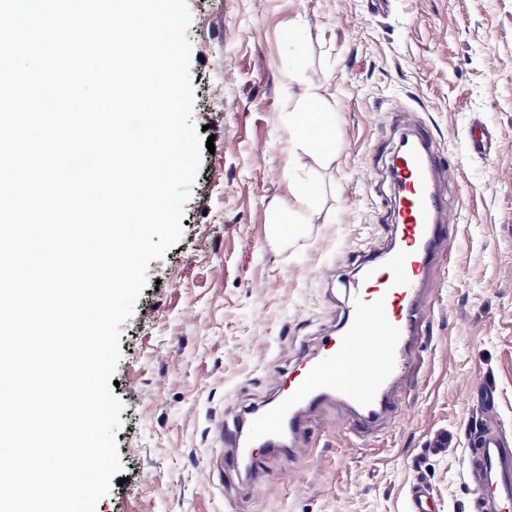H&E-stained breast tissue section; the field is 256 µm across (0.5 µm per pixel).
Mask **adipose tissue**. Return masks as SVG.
<instances>
[{
	"label": "adipose tissue",
	"mask_w": 512,
	"mask_h": 512,
	"mask_svg": "<svg viewBox=\"0 0 512 512\" xmlns=\"http://www.w3.org/2000/svg\"><path fill=\"white\" fill-rule=\"evenodd\" d=\"M288 142L293 153H306L322 163H332L336 158L331 145L335 140L332 113L326 112L322 97L312 94L301 102L299 111L289 113L286 124Z\"/></svg>",
	"instance_id": "obj_1"
}]
</instances>
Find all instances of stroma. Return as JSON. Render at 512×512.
Here are the masks:
<instances>
[{
    "mask_svg": "<svg viewBox=\"0 0 512 512\" xmlns=\"http://www.w3.org/2000/svg\"><path fill=\"white\" fill-rule=\"evenodd\" d=\"M192 123L203 152L180 241L147 268L120 329L114 395L125 482L95 512H471L465 443L492 388L512 440V0H187ZM317 91L336 159L292 157L285 121ZM486 151L469 145L474 127ZM447 158L454 247L425 293L430 330L392 419L357 438L339 408L290 463L225 480L218 425L261 404L330 333L365 257L393 239L387 177L401 132ZM310 223L273 226L291 185ZM452 436L432 451L435 434Z\"/></svg>",
    "mask_w": 512,
    "mask_h": 512,
    "instance_id": "1",
    "label": "stroma"
}]
</instances>
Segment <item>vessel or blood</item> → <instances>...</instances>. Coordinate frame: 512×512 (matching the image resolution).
<instances>
[{
	"label": "vessel or blood",
	"instance_id": "b4317fda",
	"mask_svg": "<svg viewBox=\"0 0 512 512\" xmlns=\"http://www.w3.org/2000/svg\"><path fill=\"white\" fill-rule=\"evenodd\" d=\"M388 173L394 241L381 261L362 262L336 334L323 337L295 361L287 384L278 386L271 401L225 425L234 476L243 477L245 467L289 461L302 453L310 416L324 406H339L349 431L360 435L395 413L393 389L417 360L418 339L428 324L423 285L447 251L453 207L438 149L426 131L401 134ZM469 444L477 512H512V447L487 424Z\"/></svg>",
	"mask_w": 512,
	"mask_h": 512
}]
</instances>
